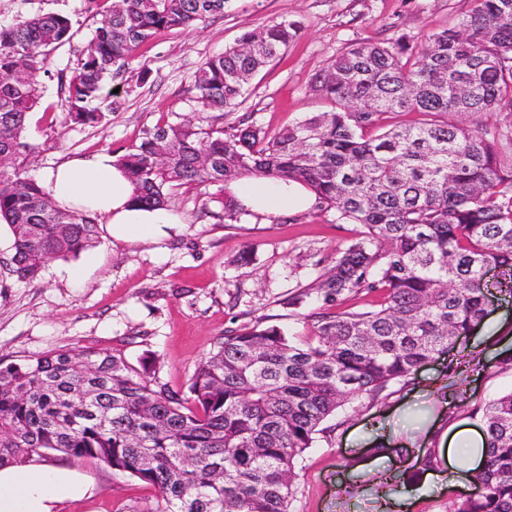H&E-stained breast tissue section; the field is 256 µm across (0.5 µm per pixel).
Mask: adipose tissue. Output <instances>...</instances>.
I'll list each match as a JSON object with an SVG mask.
<instances>
[{
    "label": "adipose tissue",
    "instance_id": "adipose-tissue-1",
    "mask_svg": "<svg viewBox=\"0 0 512 512\" xmlns=\"http://www.w3.org/2000/svg\"><path fill=\"white\" fill-rule=\"evenodd\" d=\"M44 187L60 206L88 210L104 217L114 237L139 240L158 235L162 226L176 218L163 209L141 207L135 190L116 160L109 154L74 159L58 166ZM238 204L269 215L305 208L310 200L301 185L277 179L253 178L228 186ZM456 435L462 441L460 453L448 455V484L474 483L487 448L483 435L463 427ZM76 480L56 469H0V512H56L57 505L77 494Z\"/></svg>",
    "mask_w": 512,
    "mask_h": 512
}]
</instances>
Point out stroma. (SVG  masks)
I'll return each mask as SVG.
<instances>
[{
  "label": "stroma",
  "mask_w": 512,
  "mask_h": 512,
  "mask_svg": "<svg viewBox=\"0 0 512 512\" xmlns=\"http://www.w3.org/2000/svg\"><path fill=\"white\" fill-rule=\"evenodd\" d=\"M112 0H0V22L58 13L72 23L70 43L50 57L42 75L43 98L25 132L35 153L29 174L42 179L65 161L100 153L122 154L143 129L196 114L194 76L207 59L223 54L248 28L273 20L297 21L301 30L288 49L251 80L235 113L270 130L295 124L330 105L312 89L317 74L353 42H383L400 34L423 39L469 11L470 0H229L223 14L196 28L159 34L141 47L122 75L109 82L113 110L107 124H66L60 88L74 74L93 31ZM218 189L179 190L166 209L177 219L165 236L125 241L107 224L99 241L78 258L49 263L33 280L11 275L12 238L0 223V356L17 358L59 348L95 347L124 355L130 364L152 355L160 379L180 389L225 330L261 324L303 331L314 303L289 306V298L318 274L316 260L344 248L353 227L311 206L279 216L254 211L227 224L217 218ZM249 265H237L242 251ZM490 284L488 315L450 354L423 366L406 386L377 399L362 398L328 422L298 465L291 512H448L455 494L447 484L420 475L408 487L386 486L383 476L411 470L413 454L437 449L448 456V437L458 427H478L476 404L512 390V368L499 353L512 349V299ZM481 353L484 370L469 374L464 402L449 411L441 396L449 359ZM388 456L368 458L374 440ZM48 465L77 476L84 494L64 500L58 512H153L156 492L129 476L114 475L101 461L54 454Z\"/></svg>",
  "instance_id": "stroma-1"
}]
</instances>
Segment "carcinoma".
I'll return each mask as SVG.
<instances>
[{"label": "carcinoma", "instance_id": "cac0c4a2", "mask_svg": "<svg viewBox=\"0 0 512 512\" xmlns=\"http://www.w3.org/2000/svg\"><path fill=\"white\" fill-rule=\"evenodd\" d=\"M229 0H116L73 76L66 121L97 127L112 112L106 83L162 32L224 13ZM473 7L425 43L403 34L355 42L315 79L332 110L272 132L244 118L227 133L205 114L231 112L250 80L295 39L286 20L245 31L195 74L203 116L142 132L117 163L135 201L163 207L196 185L276 178L308 188L352 224L348 245L292 306L315 298L301 333L224 331L179 390L154 359L139 367L87 348L0 357V468L60 453L100 460L157 493L156 512H290L296 468L324 424L364 396L408 384L486 314L483 278L512 294V163L480 117L512 112V0ZM69 19L46 13L0 25V220L10 272L34 279L52 260L98 242V217L59 207L26 174L28 114L39 77L70 41ZM413 114L416 119L406 121ZM475 118L472 126L452 120ZM358 295L376 297L347 308ZM487 456L477 490L449 512H512V391L477 406Z\"/></svg>", "mask_w": 512, "mask_h": 512}]
</instances>
